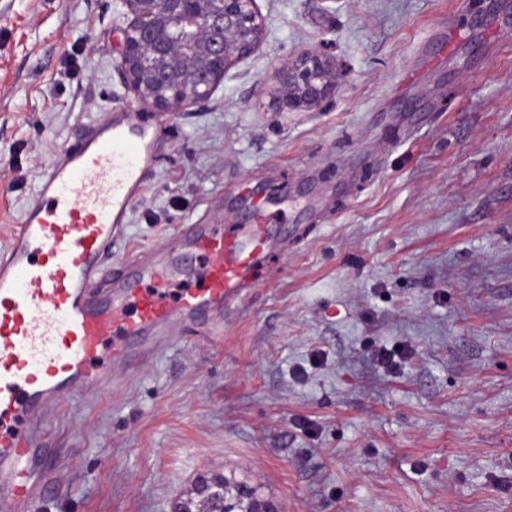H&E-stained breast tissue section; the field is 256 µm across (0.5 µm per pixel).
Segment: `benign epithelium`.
<instances>
[{"label": "benign epithelium", "instance_id": "benign-epithelium-1", "mask_svg": "<svg viewBox=\"0 0 512 512\" xmlns=\"http://www.w3.org/2000/svg\"><path fill=\"white\" fill-rule=\"evenodd\" d=\"M124 20L119 67L138 101L172 114L206 102L225 73L264 39L256 0H116ZM336 65L304 49L278 73L272 106L278 112L317 107L336 90ZM192 498L175 512H283L233 478L197 480Z\"/></svg>", "mask_w": 512, "mask_h": 512}]
</instances>
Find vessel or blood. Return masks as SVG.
I'll list each match as a JSON object with an SVG mask.
<instances>
[{"instance_id":"obj_1","label":"vessel or blood","mask_w":512,"mask_h":512,"mask_svg":"<svg viewBox=\"0 0 512 512\" xmlns=\"http://www.w3.org/2000/svg\"><path fill=\"white\" fill-rule=\"evenodd\" d=\"M159 126L115 112L89 124L40 177L0 253V512H30L57 486L46 418L79 392L115 386L150 362L173 325L222 332L220 318L281 250L265 215L250 225L184 224L166 246L105 263L152 174ZM186 252L202 264L189 276Z\"/></svg>"}]
</instances>
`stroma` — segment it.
Wrapping results in <instances>:
<instances>
[{
    "mask_svg": "<svg viewBox=\"0 0 512 512\" xmlns=\"http://www.w3.org/2000/svg\"><path fill=\"white\" fill-rule=\"evenodd\" d=\"M261 48L163 119L116 252L249 224L288 250L224 315L175 327L126 388L53 415L35 512H173L201 475L284 512H512V0H257ZM113 0H0V251L86 124L142 112ZM317 48L335 92L277 112ZM409 345L389 371L376 346Z\"/></svg>",
    "mask_w": 512,
    "mask_h": 512,
    "instance_id": "stroma-1",
    "label": "stroma"
}]
</instances>
